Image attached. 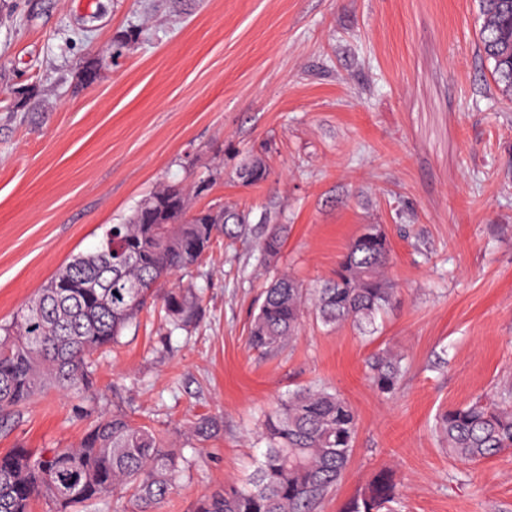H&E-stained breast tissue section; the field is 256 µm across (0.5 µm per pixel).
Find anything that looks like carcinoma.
<instances>
[{
  "mask_svg": "<svg viewBox=\"0 0 512 512\" xmlns=\"http://www.w3.org/2000/svg\"><path fill=\"white\" fill-rule=\"evenodd\" d=\"M479 49L492 65L491 76L512 100V0H478ZM132 30L81 72L78 87L98 81L119 49L136 41ZM16 106L27 111L40 103L30 85L12 89ZM270 171L255 156L236 175L245 183L265 181ZM210 188L206 180L187 187L168 184L149 194L122 224H114L112 245L102 238L91 252L61 266L38 295L0 328V414L31 400L46 386L87 392L93 386L92 356L117 344L138 319L148 299L161 303L165 320L184 329L199 316L197 296L189 288L163 286L202 260L220 236L249 235V214L233 207L196 209L192 200ZM285 244V229L272 227L261 240L264 257L275 258ZM391 247L379 224L362 234L337 263L334 277L320 288H306L291 276L274 280L262 294L249 331L251 347L273 352L298 335L306 315L335 329L351 324L366 332L396 299L385 276ZM131 254L134 260L123 261ZM96 282L99 288L85 284ZM403 358L379 352L368 362L369 378L381 396L399 387ZM437 425L448 449L459 460L477 462L512 449V385L489 402L450 407ZM218 430L202 418L190 429L199 441ZM358 431L352 405L324 387L296 390L267 417L262 432L266 448L247 485L229 484L203 496L195 512H318L341 482ZM184 456L165 445L151 427L126 415L102 417L75 448L37 454L14 448L0 454V512H32L46 497L56 512L96 507L109 493H127L134 512H157L175 488ZM401 489L391 470H382L369 488L350 501L346 512H398Z\"/></svg>",
  "mask_w": 512,
  "mask_h": 512,
  "instance_id": "obj_1",
  "label": "carcinoma"
}]
</instances>
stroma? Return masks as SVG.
<instances>
[{"mask_svg":"<svg viewBox=\"0 0 512 512\" xmlns=\"http://www.w3.org/2000/svg\"><path fill=\"white\" fill-rule=\"evenodd\" d=\"M477 0H5L0 5V324L72 256L93 250L150 192L210 181L197 207L250 213L252 234L217 239L178 273L199 322L169 330L142 312L94 355L81 401L46 388L0 425V453L77 446L125 414L180 449L158 512L244 482L261 423L289 392L322 386L356 409L347 472L319 512H344L382 468L400 512H512V451L465 463L436 428L444 409L512 381V104L480 54ZM141 35L91 88L79 71L127 30ZM35 85L41 111L11 89ZM252 154L271 170L246 185ZM288 227L276 260L263 228ZM383 225L397 301L373 335L306 317L271 353L249 345L264 288L329 280L363 225ZM403 357L398 392L366 361ZM219 421L196 441L191 422Z\"/></svg>","mask_w":512,"mask_h":512,"instance_id":"obj_1","label":"stroma"}]
</instances>
